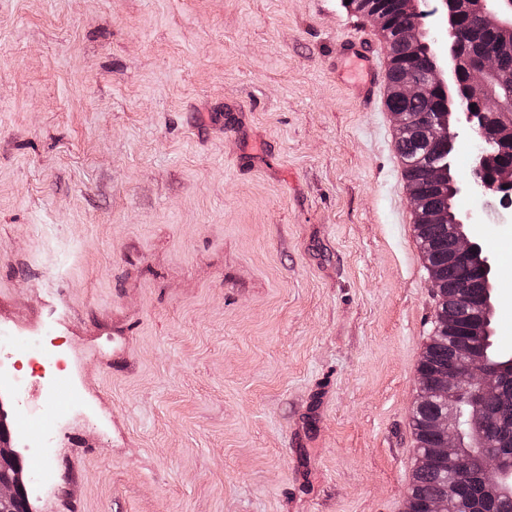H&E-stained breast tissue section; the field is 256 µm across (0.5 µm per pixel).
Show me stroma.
<instances>
[{"label": "stroma", "instance_id": "1", "mask_svg": "<svg viewBox=\"0 0 512 512\" xmlns=\"http://www.w3.org/2000/svg\"><path fill=\"white\" fill-rule=\"evenodd\" d=\"M367 23L0 0V409L33 512H404L435 297L338 53ZM469 232L512 291L505 225Z\"/></svg>", "mask_w": 512, "mask_h": 512}]
</instances>
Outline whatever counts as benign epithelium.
Returning <instances> with one entry per match:
<instances>
[{"label": "benign epithelium", "instance_id": "benign-epithelium-1", "mask_svg": "<svg viewBox=\"0 0 512 512\" xmlns=\"http://www.w3.org/2000/svg\"><path fill=\"white\" fill-rule=\"evenodd\" d=\"M400 10L417 17V24L402 29L400 41L407 53L425 43L430 60L426 77L410 73L400 76L393 93L409 101L422 98L434 89L445 99L455 91L463 98L457 112H431L424 121L411 112L388 109L397 139L413 133L425 144L452 149L461 140L469 146L470 177L457 182L449 177V163L426 173L430 182L448 176V197L466 194L482 205L496 220L512 221V163L498 160L512 146V67L506 65L501 51L512 48V0H442L448 11V28L430 21L437 10L423 11L422 0H398ZM475 17L480 27L492 32L495 49L484 47L474 31L456 26L460 18ZM415 215V226L448 225L452 239L448 265L476 269L485 279L496 272L493 254L475 240L465 227L473 217L464 218L451 210H432L423 205L420 187L408 182ZM432 288L443 292V280L435 274L429 259V245L419 239ZM492 288L482 296L469 299L471 318L448 364L427 373L417 372L416 394L411 411L426 401L441 407L431 422L435 447L417 451L415 467L441 465L448 470L450 482L427 503L426 512H478L477 500L512 501V453L495 444L498 429L512 431V414L490 412L489 402L503 399L506 380L512 378V352L495 350L490 325ZM15 433L0 419V512H28L31 484L35 473L27 467L14 448Z\"/></svg>", "mask_w": 512, "mask_h": 512}]
</instances>
